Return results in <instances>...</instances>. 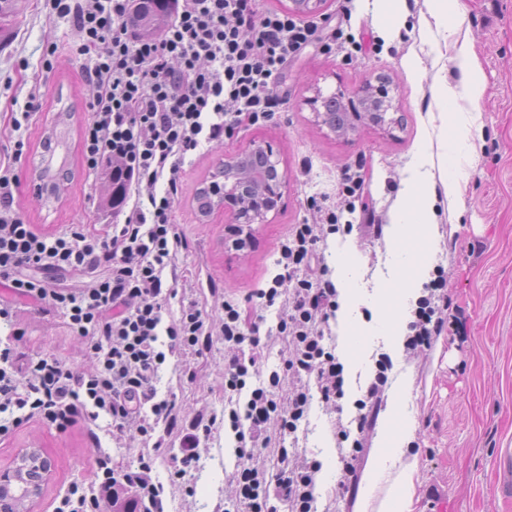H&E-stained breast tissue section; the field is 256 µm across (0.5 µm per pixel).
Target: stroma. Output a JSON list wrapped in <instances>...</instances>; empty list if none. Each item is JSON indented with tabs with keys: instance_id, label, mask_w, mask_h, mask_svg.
Here are the masks:
<instances>
[{
	"instance_id": "stroma-1",
	"label": "stroma",
	"mask_w": 512,
	"mask_h": 512,
	"mask_svg": "<svg viewBox=\"0 0 512 512\" xmlns=\"http://www.w3.org/2000/svg\"><path fill=\"white\" fill-rule=\"evenodd\" d=\"M462 2L461 24L453 31L436 24L429 0H396L391 17L376 0H323L318 15L325 30L342 29L345 38L365 42L366 50L349 56L319 42L294 56L277 89L288 100L283 112L266 124L241 129L223 145L202 146L185 167L176 222L188 248L177 258L181 279L169 312L178 315L181 299H193L214 322L224 314V300L231 299L265 325L276 323L278 308H262L256 292L277 274L278 247L290 226L318 221L311 201L342 206L337 183L345 167H363V200L384 224H391L402 180L412 172L424 173L438 199L439 243L432 262L443 266L448 293L464 310L465 334L439 337L424 355L405 359L378 322L377 299L397 281L392 241L338 233L319 245L331 278L351 290L346 317L361 338L344 362L349 377L342 412L313 402L299 442L300 450L322 465L318 512H358V502L336 497L338 453L332 425L338 414H351L369 377L371 356L380 348L395 364L386 394L402 396L408 440L419 445L416 512H512V502L496 492L493 467L497 449L512 448V0ZM461 37L468 39L470 56L486 78L476 105L463 96L442 102L433 95L436 84L456 89L463 84L454 62ZM76 44L70 23L48 16L42 0H17L9 39L0 42V158L15 139L26 142L16 164L21 184L15 204L28 223L47 233L121 221L116 211L103 206L108 186L88 175L82 163L81 131L95 90L84 72L88 59L78 55ZM47 58L53 62L49 72L43 68ZM380 73L393 80L403 128L390 133L366 128L343 140L315 123L308 104L314 92L351 95ZM35 91L42 98L37 120L13 130L11 113L23 111ZM65 108L72 113L70 135L57 154L67 157L72 178L64 203L47 208L34 202L30 180L41 163L47 130ZM471 111L479 116L482 139L470 153L446 156L450 131L442 113ZM424 141L429 144L425 154L418 150ZM257 145L271 148L288 183L278 211L268 223L255 225L253 245L240 250L228 231L229 217L219 211L200 221L193 196L225 153ZM448 176L459 180V191L451 198L443 186ZM211 280L219 285L217 293L207 288ZM17 329L21 347L55 355L75 369L91 368L82 340L41 306L22 305ZM156 387L159 396L175 399L183 424L202 410L223 413V343L180 361L167 357ZM33 442L54 462L53 478L33 512H52L54 500L68 486L89 482L101 446L125 468L136 467L141 456H154V475L165 485L166 512H224L238 464L235 441L217 429L202 448L198 466L177 487L170 485L169 471L173 457L181 453L179 437L167 438L157 452L134 430L119 442L104 432L95 443L81 428L60 434L33 420L0 443V469ZM188 486L193 495H185Z\"/></svg>"
}]
</instances>
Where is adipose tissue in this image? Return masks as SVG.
Returning a JSON list of instances; mask_svg holds the SVG:
<instances>
[{
	"label": "adipose tissue",
	"mask_w": 512,
	"mask_h": 512,
	"mask_svg": "<svg viewBox=\"0 0 512 512\" xmlns=\"http://www.w3.org/2000/svg\"><path fill=\"white\" fill-rule=\"evenodd\" d=\"M434 213L435 199L425 176L417 173L407 178L392 224L400 286L380 305V313L396 337L401 336L403 326L395 307L404 295L419 288L421 272L429 261L427 251L437 243ZM401 410L400 401H393L388 411L390 423L382 427L378 447L370 456L362 497L364 512H415L414 488L420 461L405 446Z\"/></svg>",
	"instance_id": "adipose-tissue-1"
}]
</instances>
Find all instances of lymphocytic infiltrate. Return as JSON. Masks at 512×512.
I'll return each instance as SVG.
<instances>
[{"label":"lymphocytic infiltrate","mask_w":512,"mask_h":512,"mask_svg":"<svg viewBox=\"0 0 512 512\" xmlns=\"http://www.w3.org/2000/svg\"><path fill=\"white\" fill-rule=\"evenodd\" d=\"M46 6L50 16L72 23L78 52L90 59L86 75L96 96L81 134L84 167L94 176L119 162L129 206L120 224L44 234L17 210L20 177L0 162V280L16 295L63 315L95 362L93 371L83 373L59 358L22 354L12 341H0V442L32 420L63 433L79 424L97 428L106 417L113 438L134 429L162 448L167 436L183 431L175 402L158 395L160 365L170 355L202 354L220 340L224 413L196 415L191 433H183L184 454L174 478L184 477L199 458L202 440L224 419L237 442L234 503L247 512H275L278 501L290 512H317L320 462L282 447L271 472L261 454L273 446L274 434L297 433L313 397L342 407L344 365L325 337L339 308L338 291L318 244L326 232L356 227L341 224L342 212L332 208L324 209L321 223L291 226L277 260L280 274L257 292L266 306L285 302L276 333L285 337L288 353L277 370L264 371L259 325L238 303L225 301L216 330L192 302L169 319L165 312L176 291L164 282L188 246L174 220L187 156L203 144L223 142L240 125L274 118L283 103L276 86L289 60L317 40V22L258 10L257 0H175L172 22L146 38L133 23L135 0H46ZM161 182L166 188L160 192ZM356 229L376 240L384 236L380 224ZM70 276L85 277L84 286H64ZM51 277L59 286L49 287ZM460 313L443 277L425 283L407 324L405 358L430 350L444 331L463 332ZM164 337L169 343L163 351ZM392 367L391 357L379 354L353 403L351 424L336 425L340 498H353L358 489ZM256 375L260 383L248 387ZM242 393L248 396L243 403ZM163 494L149 463L122 471L102 449L90 484L59 495L54 512H95L104 499L120 512H164Z\"/></svg>","instance_id":"obj_1"}]
</instances>
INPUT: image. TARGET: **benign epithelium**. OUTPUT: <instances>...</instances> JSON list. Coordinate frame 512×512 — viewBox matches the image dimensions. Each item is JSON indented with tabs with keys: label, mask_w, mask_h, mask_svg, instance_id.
<instances>
[{
	"label": "benign epithelium",
	"mask_w": 512,
	"mask_h": 512,
	"mask_svg": "<svg viewBox=\"0 0 512 512\" xmlns=\"http://www.w3.org/2000/svg\"><path fill=\"white\" fill-rule=\"evenodd\" d=\"M342 104L352 118V126L345 132H338L336 136L348 138L365 125L378 126L380 122L377 113L371 111L368 102L379 105L383 112H393L394 95L392 84L389 80L377 77L364 84V92L361 95H338ZM286 183L285 173L278 171L275 178L270 181L271 190L266 193L264 202L255 211L241 216V205L235 201L230 191H225L224 207L230 209L233 223L238 225L236 246L247 244L251 225L263 224L268 213L276 210V205L281 202L283 188ZM52 464L46 462L41 449L34 446L21 449L15 462L9 471L0 470V512H30L31 506L41 498L44 488L51 479Z\"/></svg>",
	"instance_id": "7a95c632"
}]
</instances>
